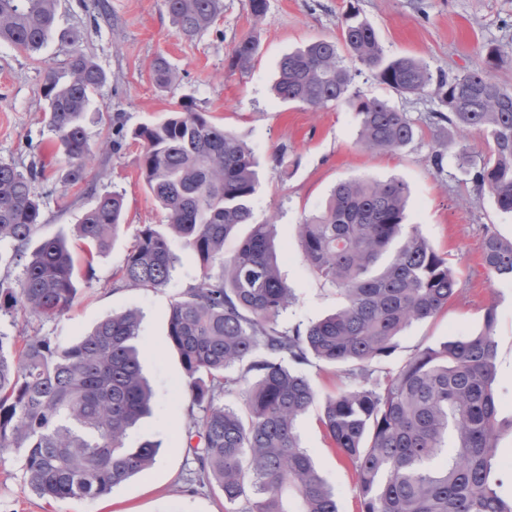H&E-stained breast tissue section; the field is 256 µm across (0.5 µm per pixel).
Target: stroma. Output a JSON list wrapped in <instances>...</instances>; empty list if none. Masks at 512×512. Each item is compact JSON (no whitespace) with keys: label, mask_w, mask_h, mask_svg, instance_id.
<instances>
[{"label":"stroma","mask_w":512,"mask_h":512,"mask_svg":"<svg viewBox=\"0 0 512 512\" xmlns=\"http://www.w3.org/2000/svg\"><path fill=\"white\" fill-rule=\"evenodd\" d=\"M97 0H59L60 29L76 34L85 52L106 74V82L83 115L96 152L89 179L98 192L125 197L124 226L94 261L93 279L78 277L76 298L59 318L43 321L0 313V332L10 336L39 333L64 344L77 342L101 320L128 309L139 311L141 364L153 393L152 414L132 430L128 447L144 439L160 450L153 467L97 498L47 499L24 483L19 453L0 454V512H230L216 484L194 480L195 466L183 444L182 429L190 404L180 387L184 371L170 346L171 303L199 273V263L180 240L171 249L179 262L169 284L160 289L116 288L112 273L123 265L137 230L158 224L163 214L139 175L141 148L123 141L102 152L116 128L136 127L165 118L174 101L193 100L214 122L233 132L258 162L259 188L253 222L272 223L281 273L295 299L280 323L308 324L341 306L335 290L324 285L302 258L298 226L325 204L336 184L373 178L407 183L408 223L441 252L457 273L458 292L438 315L415 322L383 362L393 369L419 349L484 327L487 307L496 315L497 459L512 478V283L491 277L482 265L487 231L512 241V217L502 214L488 192L477 189L454 156L436 170L431 153L445 143L448 130L429 120L438 110L428 96H399L379 83L372 70L359 67L354 84L366 94L386 98L415 120L419 134L399 153L356 146L359 120L339 105L314 110L278 99L273 86L281 60L321 38H334L345 13L356 12L376 30L386 56H410L431 70L459 74L483 65L487 45L500 53L492 68L512 86V0H269L265 18L254 22L248 0H223L215 23L194 39L177 35L164 0H107L110 17L94 20ZM247 36L256 37L259 54L244 73L229 70L226 58ZM69 47L51 37L37 55L0 42V161L29 171L45 165L37 182L46 235L74 237L75 228L94 204L85 184L58 183L67 158L45 120L42 86L49 70H63ZM163 55L177 70L172 88H159L151 64ZM320 406L299 419L297 433L322 476L333 489L339 512H359L351 467L331 447L318 422Z\"/></svg>","instance_id":"35a3bbf8"}]
</instances>
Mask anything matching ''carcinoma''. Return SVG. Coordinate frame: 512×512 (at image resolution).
Returning <instances> with one entry per match:
<instances>
[{"label":"carcinoma","mask_w":512,"mask_h":512,"mask_svg":"<svg viewBox=\"0 0 512 512\" xmlns=\"http://www.w3.org/2000/svg\"><path fill=\"white\" fill-rule=\"evenodd\" d=\"M176 33L193 39L222 13L223 0H165ZM57 0H0V42L38 53L56 30ZM63 73H48L43 96L49 128L67 158L64 184L88 181L92 153L82 123L105 72L74 39ZM259 45L248 37L227 56L247 72ZM499 48L488 46L485 66L448 76L409 56H385L375 29L349 12L341 41L318 39L280 63L277 97L311 109L341 103L359 117L364 150L402 151L418 129L389 100L354 86L346 57L376 73L400 95H434L445 107L435 123L486 134L489 152L474 155L448 134L446 150L430 162L443 170L445 152L474 169L480 191L512 215V87L494 80ZM167 89L176 73L163 56L152 64ZM141 144V174L166 224L142 226L118 287L159 289L173 276L170 240L195 253L200 272L171 304L168 336L179 355L191 400L185 435L201 480H213L236 512H338L336 495L301 445L296 421L318 393L302 366L344 368L349 385L325 399L319 422L351 464L359 512H512L501 491L496 457L499 397L494 389L497 343L493 311L485 329L428 346L397 369L382 371L397 339L413 323L435 316L455 295L448 258L406 223L408 185L400 179L344 181L326 205L304 219V261L344 299L335 313L285 327L280 317L294 298L283 281L272 225L252 223L257 192L252 152L209 115L183 99L162 121L132 132ZM45 178L0 162V266L21 269L0 279V312L42 320L66 311L77 295L76 260L65 236L41 237L35 183ZM119 192L95 197L76 227L84 241L85 273L117 236L124 212ZM252 225L236 252L224 240ZM483 265L512 281V241L485 237ZM133 310L98 322L78 342L60 346L47 336L0 333V451H24L25 483L40 497H99L154 463L155 442L129 448L125 439L152 412L142 374ZM239 377L230 376L235 367ZM234 395L238 404L226 402Z\"/></svg>","instance_id":"1"}]
</instances>
